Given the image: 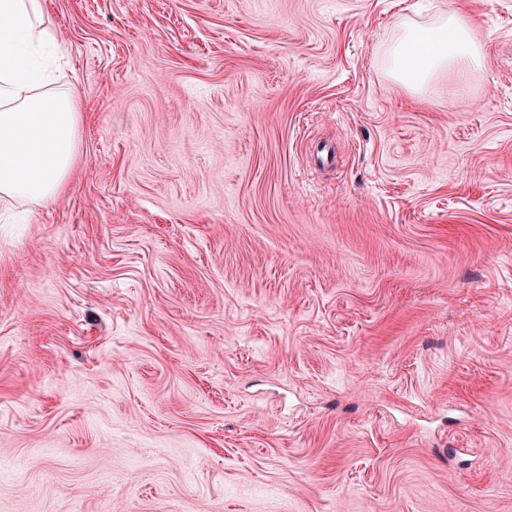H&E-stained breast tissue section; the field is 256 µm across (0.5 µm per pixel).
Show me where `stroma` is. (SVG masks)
Wrapping results in <instances>:
<instances>
[{
    "label": "stroma",
    "instance_id": "obj_1",
    "mask_svg": "<svg viewBox=\"0 0 512 512\" xmlns=\"http://www.w3.org/2000/svg\"><path fill=\"white\" fill-rule=\"evenodd\" d=\"M461 7L484 68L409 93L397 20ZM48 23L84 124L0 219V512H512V0Z\"/></svg>",
    "mask_w": 512,
    "mask_h": 512
}]
</instances>
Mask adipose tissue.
<instances>
[{"mask_svg":"<svg viewBox=\"0 0 512 512\" xmlns=\"http://www.w3.org/2000/svg\"><path fill=\"white\" fill-rule=\"evenodd\" d=\"M46 14V0H0V203L9 205L57 200L79 157L84 116L77 97L53 80L50 59L61 46ZM398 25L389 74L405 89L485 64L481 33L461 12L426 30L403 18Z\"/></svg>","mask_w":512,"mask_h":512,"instance_id":"1","label":"adipose tissue"}]
</instances>
